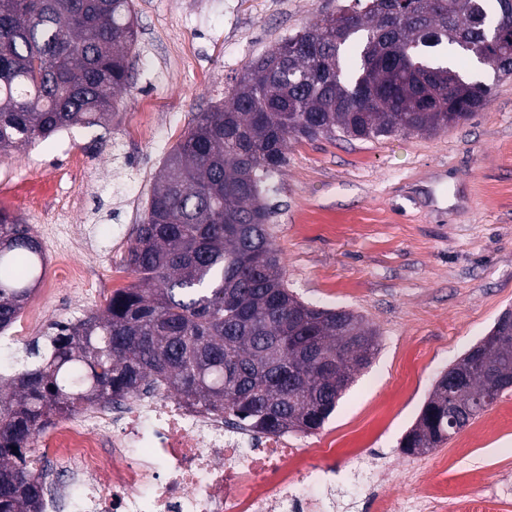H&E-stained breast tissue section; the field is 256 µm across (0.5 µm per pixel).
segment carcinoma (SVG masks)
<instances>
[{
    "label": "carcinoma",
    "mask_w": 512,
    "mask_h": 512,
    "mask_svg": "<svg viewBox=\"0 0 512 512\" xmlns=\"http://www.w3.org/2000/svg\"><path fill=\"white\" fill-rule=\"evenodd\" d=\"M137 42L133 0H0V154L73 125H109ZM478 60L512 75V0H374L284 38L253 61L224 104L196 115L155 176L128 246L137 283L101 312L50 324L44 343L0 360V512H42L29 452L54 417L160 388L258 434L312 433L377 351L362 317L288 289L269 232L267 180L288 142L445 130L493 87ZM44 248L0 210V331L40 280ZM508 341L477 344L483 367L448 399L435 384L407 455L448 441L512 381Z\"/></svg>",
    "instance_id": "cac0c4a2"
}]
</instances>
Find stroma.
<instances>
[{"label": "stroma", "mask_w": 512, "mask_h": 512, "mask_svg": "<svg viewBox=\"0 0 512 512\" xmlns=\"http://www.w3.org/2000/svg\"><path fill=\"white\" fill-rule=\"evenodd\" d=\"M137 51L130 88L109 128L70 127L0 156V209L30 224L46 255L68 236L88 249L72 261L85 281L47 271L13 324L23 351L42 326L102 310L111 277L132 285L127 247L154 174L196 113L221 102L246 65L281 39L337 12V0H134ZM493 83L488 106L438 132L377 140L289 142L266 186L271 228L288 286L307 303L343 308L380 336L371 364L324 426L300 445L333 440L350 466L374 451L385 481L356 476L335 494V512H368L369 496L406 502L439 458H456L446 512L502 483L512 512V391L441 447L400 448L439 376L512 309V77ZM67 213V233L52 226ZM486 445L458 454L474 429Z\"/></svg>", "instance_id": "stroma-1"}]
</instances>
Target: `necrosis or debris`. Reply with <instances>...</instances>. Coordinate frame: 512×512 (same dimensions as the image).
Instances as JSON below:
<instances>
[{"mask_svg": "<svg viewBox=\"0 0 512 512\" xmlns=\"http://www.w3.org/2000/svg\"><path fill=\"white\" fill-rule=\"evenodd\" d=\"M41 446L69 477L43 475L47 512L71 495L81 512H323L322 492L349 478L307 463L287 434L226 426L164 390L114 417L54 422Z\"/></svg>", "mask_w": 512, "mask_h": 512, "instance_id": "1", "label": "necrosis or debris"}]
</instances>
